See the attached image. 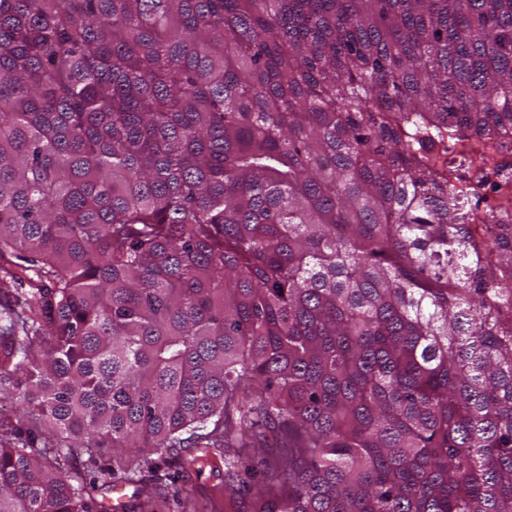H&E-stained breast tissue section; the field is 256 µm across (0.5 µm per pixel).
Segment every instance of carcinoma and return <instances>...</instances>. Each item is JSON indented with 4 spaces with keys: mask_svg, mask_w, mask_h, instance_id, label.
<instances>
[{
    "mask_svg": "<svg viewBox=\"0 0 512 512\" xmlns=\"http://www.w3.org/2000/svg\"><path fill=\"white\" fill-rule=\"evenodd\" d=\"M511 138L512 0H0V512H512ZM487 176L483 196L474 201L473 208L479 214L493 213L509 222L503 224L512 223V182L503 184L493 173ZM233 449L206 448L176 465L160 463L159 471L144 468L137 473L139 482H120L112 489L103 487L98 501L112 506V499L125 495L123 500L129 506L151 497L143 508L149 512H251L250 496L234 493L224 483V451ZM175 470L179 480L173 484L164 471L172 474Z\"/></svg>",
    "mask_w": 512,
    "mask_h": 512,
    "instance_id": "obj_1",
    "label": "carcinoma"
}]
</instances>
